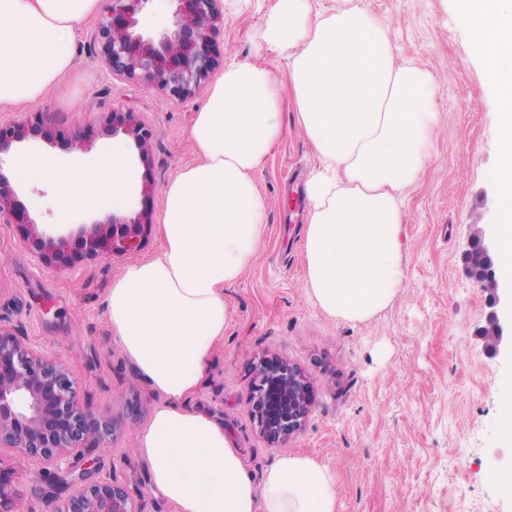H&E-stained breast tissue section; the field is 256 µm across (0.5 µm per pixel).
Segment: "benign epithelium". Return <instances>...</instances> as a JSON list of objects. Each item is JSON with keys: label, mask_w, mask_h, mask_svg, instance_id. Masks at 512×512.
Returning <instances> with one entry per match:
<instances>
[{"label": "benign epithelium", "mask_w": 512, "mask_h": 512, "mask_svg": "<svg viewBox=\"0 0 512 512\" xmlns=\"http://www.w3.org/2000/svg\"><path fill=\"white\" fill-rule=\"evenodd\" d=\"M111 7L98 27L99 53L111 74L143 80L166 89L175 97H188L210 77L215 68L214 39L220 31L221 0H174L172 22L155 28L149 18L151 0H110ZM112 134L132 138L141 162L149 159L152 132L136 113L114 108ZM50 135L38 122L0 125V153L12 143ZM0 223L33 224L18 206L14 189L0 170ZM146 215H108L93 225L82 241L86 253H125L138 246ZM46 264L68 257V238L35 232L29 240ZM465 273L488 290L484 335L495 337L487 345L491 354L504 342V326L497 313L500 298L491 247L484 233L472 235L465 253ZM312 384L294 364L264 357L254 367L250 413L259 435L277 444L298 431L309 412ZM113 428L100 421L79 399L78 387L61 364L38 354L12 331L0 326V447L19 454L58 463L77 448L112 446ZM73 481L79 491L55 512H138L128 493L113 482ZM0 512H22L21 495L13 472L0 459Z\"/></svg>", "instance_id": "obj_1"}]
</instances>
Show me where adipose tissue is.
Returning a JSON list of instances; mask_svg holds the SVG:
<instances>
[{
	"mask_svg": "<svg viewBox=\"0 0 512 512\" xmlns=\"http://www.w3.org/2000/svg\"><path fill=\"white\" fill-rule=\"evenodd\" d=\"M101 2L0 0V107L60 87ZM456 19L502 80L494 245L498 277L512 284V0H458ZM261 36L286 59L287 78L259 63L229 64L215 78L187 130L200 161L163 190L164 245L127 265L106 303L116 343L160 396L136 446L176 512H337L327 467L286 454L253 474L223 424L189 405L232 316L224 290L263 247L268 206L257 174L283 135L282 109L293 106L319 161L305 186L304 286L322 311L348 322L378 314L404 284L405 194L438 131L434 75L396 63L389 26L368 9L275 0ZM11 169L22 182L56 180L65 214L120 199L130 179L114 142L86 167L18 153Z\"/></svg>",
	"mask_w": 512,
	"mask_h": 512,
	"instance_id": "ef3b65f1",
	"label": "adipose tissue"
}]
</instances>
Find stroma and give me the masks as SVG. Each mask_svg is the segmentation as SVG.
Masks as SVG:
<instances>
[{"label":"stroma","mask_w":512,"mask_h":512,"mask_svg":"<svg viewBox=\"0 0 512 512\" xmlns=\"http://www.w3.org/2000/svg\"><path fill=\"white\" fill-rule=\"evenodd\" d=\"M353 2L389 25L399 60L436 78L440 130L404 201V285L364 322L330 317L309 297L305 214L286 196L283 182L294 172L308 178L318 160L292 109H283L285 134L257 175L269 201L262 254L224 291L232 320L191 404L223 422L253 473L286 453L325 465L340 490L338 512H512V497L490 479L492 471L512 469V441L503 437L499 420L501 400L512 393V349L486 353L481 330L487 293L466 276L463 260L470 235L479 228L492 232L497 222V82L458 25L456 0ZM270 4L222 0L218 68L233 61L283 67L279 53L259 40ZM97 26L90 19L79 33L76 67L59 90L35 104L0 109V123L43 118L50 136L12 145V152L69 167L78 164L68 149L72 135L90 134L98 143L113 139L128 157L131 178L112 211L142 210L149 222L136 251L90 256L82 238L103 212L77 210L61 219L54 180L14 182L39 231L69 238L71 257L65 265L47 266L27 245L23 226L0 223V326L63 364L83 404L113 425L111 447L75 450L61 467H87L93 479L114 481L142 512H175L153 491L135 455L136 431L159 397L114 342L105 299L125 266L153 257L163 245V189L197 160L186 132L209 87L180 100L111 75L98 55ZM116 106L136 112L152 131L149 163L139 161L129 137L113 134L109 117ZM146 181L154 186L147 199L140 195ZM264 355L296 364L312 382L306 421L276 447L259 436L249 415L253 367ZM0 460L16 471L24 512H52L73 492L57 482L59 467L10 448L0 450Z\"/></svg>","instance_id":"stroma-1"}]
</instances>
